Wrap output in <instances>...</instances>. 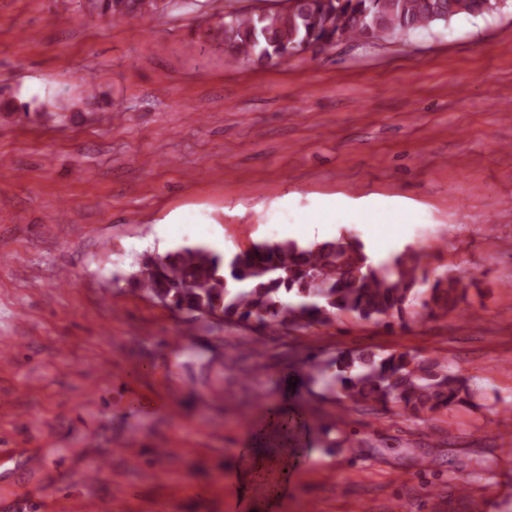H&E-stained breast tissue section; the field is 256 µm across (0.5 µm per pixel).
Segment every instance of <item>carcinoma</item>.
<instances>
[{
	"label": "carcinoma",
	"instance_id": "1",
	"mask_svg": "<svg viewBox=\"0 0 512 512\" xmlns=\"http://www.w3.org/2000/svg\"><path fill=\"white\" fill-rule=\"evenodd\" d=\"M84 15L126 18L120 0H81ZM166 8L136 0V17L150 19ZM502 12L496 0H288V7L220 16L218 32L237 57L266 65L290 50L333 36L343 40L406 41L416 32L461 16ZM429 255L411 246L373 263L356 236L301 245L294 240L260 242L231 256L204 246L184 247L146 261L135 285L199 318L267 328L327 326L338 315L361 321L403 317L408 309L448 313L466 299L469 284L452 276L430 277ZM313 379L335 368V381L353 403H391L420 417L471 395L466 381L438 362L408 352L377 355L345 351L326 363H304Z\"/></svg>",
	"mask_w": 512,
	"mask_h": 512
}]
</instances>
